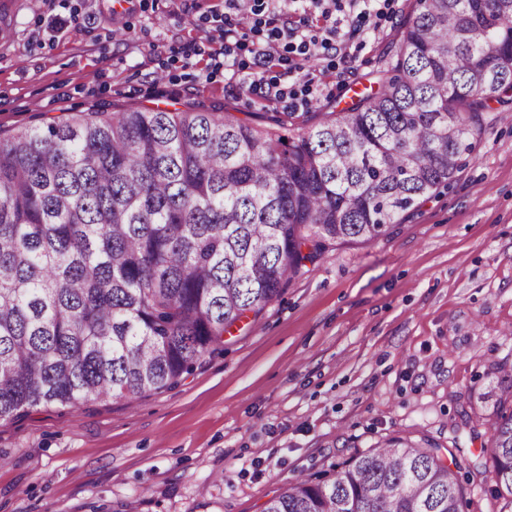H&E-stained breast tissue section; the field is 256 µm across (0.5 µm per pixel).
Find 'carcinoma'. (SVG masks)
<instances>
[{
    "mask_svg": "<svg viewBox=\"0 0 512 512\" xmlns=\"http://www.w3.org/2000/svg\"><path fill=\"white\" fill-rule=\"evenodd\" d=\"M391 72L346 108L261 125L137 109L0 133V422L178 384L306 263L447 185L491 103H512V0H415ZM491 371L481 453L512 512V365ZM467 508L439 447L391 438L262 512Z\"/></svg>",
    "mask_w": 512,
    "mask_h": 512,
    "instance_id": "cac0c4a2",
    "label": "carcinoma"
}]
</instances>
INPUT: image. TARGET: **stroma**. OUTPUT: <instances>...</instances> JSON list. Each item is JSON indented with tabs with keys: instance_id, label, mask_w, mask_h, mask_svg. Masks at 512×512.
Masks as SVG:
<instances>
[{
	"instance_id": "1",
	"label": "stroma",
	"mask_w": 512,
	"mask_h": 512,
	"mask_svg": "<svg viewBox=\"0 0 512 512\" xmlns=\"http://www.w3.org/2000/svg\"><path fill=\"white\" fill-rule=\"evenodd\" d=\"M0 28V130L104 110L284 112L200 44L224 0H11ZM394 0L356 24L349 59L304 64L310 106L350 104L385 69L413 10ZM456 178L368 245L328 249L178 385L135 401L38 408L0 423V512H262L299 475L394 437L452 450L460 469L490 436L512 362V105ZM469 407L470 427L455 425Z\"/></svg>"
}]
</instances>
